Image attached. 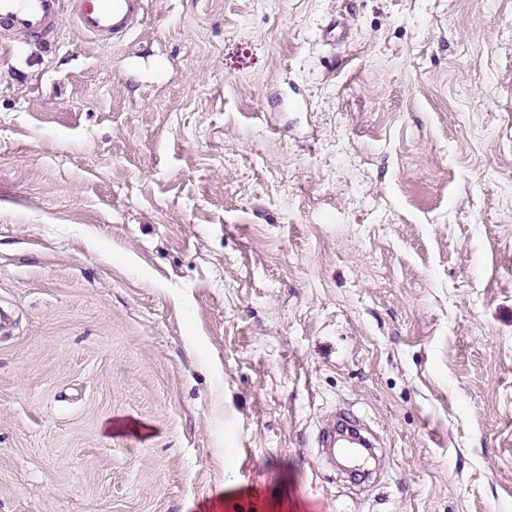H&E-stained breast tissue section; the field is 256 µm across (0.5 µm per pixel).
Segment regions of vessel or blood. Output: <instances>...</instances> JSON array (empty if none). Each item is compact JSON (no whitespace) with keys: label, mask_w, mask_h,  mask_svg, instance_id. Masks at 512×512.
Returning <instances> with one entry per match:
<instances>
[{"label":"vessel or blood","mask_w":512,"mask_h":512,"mask_svg":"<svg viewBox=\"0 0 512 512\" xmlns=\"http://www.w3.org/2000/svg\"><path fill=\"white\" fill-rule=\"evenodd\" d=\"M64 0H0V31L27 40L58 37ZM72 18L83 34L120 43L141 23L145 0H75Z\"/></svg>","instance_id":"obj_1"}]
</instances>
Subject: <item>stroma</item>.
<instances>
[{
	"label": "stroma",
	"instance_id": "stroma-1",
	"mask_svg": "<svg viewBox=\"0 0 512 512\" xmlns=\"http://www.w3.org/2000/svg\"><path fill=\"white\" fill-rule=\"evenodd\" d=\"M0 312V512H512V0L0 47Z\"/></svg>",
	"mask_w": 512,
	"mask_h": 512
}]
</instances>
